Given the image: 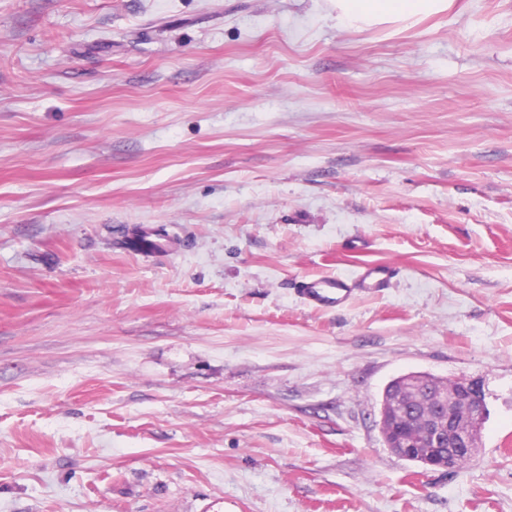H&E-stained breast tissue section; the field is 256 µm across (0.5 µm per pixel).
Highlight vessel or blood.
<instances>
[{"instance_id": "obj_1", "label": "vessel or blood", "mask_w": 512, "mask_h": 512, "mask_svg": "<svg viewBox=\"0 0 512 512\" xmlns=\"http://www.w3.org/2000/svg\"><path fill=\"white\" fill-rule=\"evenodd\" d=\"M393 270L385 264L366 263L356 275L343 277H306L299 284V293L309 305L333 309L345 304L355 292L377 293L388 287Z\"/></svg>"}]
</instances>
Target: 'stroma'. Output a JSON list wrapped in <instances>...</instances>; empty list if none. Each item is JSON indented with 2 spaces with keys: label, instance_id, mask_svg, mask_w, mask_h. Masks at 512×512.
<instances>
[{
  "label": "stroma",
  "instance_id": "stroma-1",
  "mask_svg": "<svg viewBox=\"0 0 512 512\" xmlns=\"http://www.w3.org/2000/svg\"><path fill=\"white\" fill-rule=\"evenodd\" d=\"M409 372L483 385L455 472ZM0 512H512V0H0ZM445 0H336L339 17L350 23H373L385 19L412 20L438 12ZM393 269L385 264L366 263L353 278L304 277L298 282L301 298L319 309H333L345 304L355 291L378 293L388 287ZM399 378L395 392L383 396L379 426L387 447L402 459L448 472L464 459H470L478 448L485 417V403L477 380L462 378L455 387H448L457 380H448L447 384L421 372H410ZM413 407H423L428 412V424L420 441L395 429ZM421 445L425 449L415 453L413 448ZM432 448H447V453L440 456Z\"/></svg>",
  "mask_w": 512,
  "mask_h": 512
}]
</instances>
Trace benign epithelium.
I'll return each instance as SVG.
<instances>
[{
	"instance_id": "obj_1",
	"label": "benign epithelium",
	"mask_w": 512,
	"mask_h": 512,
	"mask_svg": "<svg viewBox=\"0 0 512 512\" xmlns=\"http://www.w3.org/2000/svg\"><path fill=\"white\" fill-rule=\"evenodd\" d=\"M414 407L428 412L420 441L395 429ZM484 417L477 380L463 378L450 387L429 374L410 372L401 376L392 395L383 397L379 426L387 447L397 456L449 472L474 455Z\"/></svg>"
}]
</instances>
